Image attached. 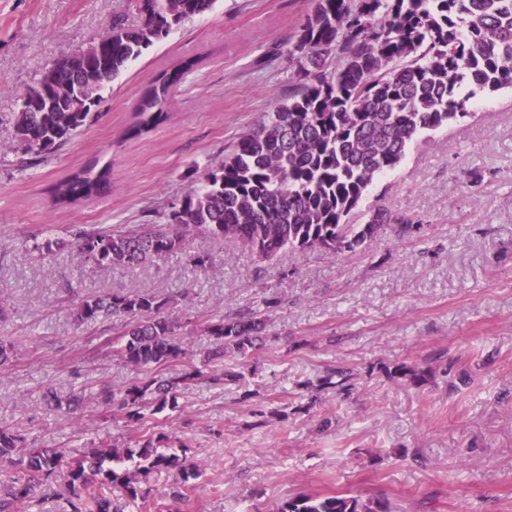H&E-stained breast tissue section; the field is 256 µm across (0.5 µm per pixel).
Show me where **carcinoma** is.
<instances>
[{"instance_id":"cac0c4a2","label":"carcinoma","mask_w":512,"mask_h":512,"mask_svg":"<svg viewBox=\"0 0 512 512\" xmlns=\"http://www.w3.org/2000/svg\"><path fill=\"white\" fill-rule=\"evenodd\" d=\"M216 0H132L139 23L122 17L85 45L77 67L42 74L46 98L20 102L13 136L25 152H56L87 122L106 84L185 20L214 9ZM294 92L242 133L224 161L210 169L172 208L164 224L112 228L76 227L66 239L34 242L31 254L45 258L64 245L86 262L105 269L129 268L166 258L185 237L220 238L253 256L270 260L283 250H320L332 256L354 252L394 225L397 237L419 233L421 220L363 202L381 177L397 169L424 133L448 127L469 114L482 93L512 88V0H312L305 22L292 37ZM159 73L137 107L133 136L167 117L183 68ZM94 161L54 188L58 203L105 193L110 166ZM363 210L360 224L350 216ZM170 299L151 293L89 295L76 308L77 320L119 321L112 356L137 371L129 386H100L101 408L133 428L134 444L93 443L73 456L63 448L28 444L18 428L0 429V468L11 472L0 486V512H20L30 498L57 494L63 480L68 512H184L201 462L187 463L156 430L145 411L179 407L192 387L236 385L245 363L263 347L266 313L255 310L210 321V347L199 363L175 377L164 366L194 354L185 325L167 313ZM384 375L420 387L430 371L385 366ZM352 373L334 371L303 383L317 401L321 391L351 389ZM44 401L73 414L84 406L78 393ZM176 474L179 491L160 507L152 474ZM123 491L124 501L112 498ZM279 512H389L381 498L336 493L299 494Z\"/></svg>"}]
</instances>
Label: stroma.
<instances>
[{"mask_svg": "<svg viewBox=\"0 0 512 512\" xmlns=\"http://www.w3.org/2000/svg\"><path fill=\"white\" fill-rule=\"evenodd\" d=\"M128 0H0V341L17 357L0 370V427L70 454L122 440L123 422L94 401L134 371L113 359L111 323L81 324L91 294L149 292L190 319L194 351L209 319L274 301L266 345L237 386L188 390L165 429L202 461L195 512H278L302 493L386 499L392 512H512V90L483 95L468 117L424 134L365 204L410 214L420 235L385 229L365 250L290 251L271 261L218 238L187 236L177 255L103 270L65 249L33 260L28 237L73 225L162 224L238 137L287 99L288 43L311 0H219L131 62L86 125L49 155L12 137L20 94L56 61L108 28ZM194 65L165 122L133 137L135 107L160 70ZM110 166L105 195L55 204L51 189L86 163ZM213 262L193 269V254ZM427 368V384L394 383L382 366ZM337 368L351 394L302 387ZM85 394L74 415L47 389Z\"/></svg>", "mask_w": 512, "mask_h": 512, "instance_id": "obj_1", "label": "stroma"}]
</instances>
